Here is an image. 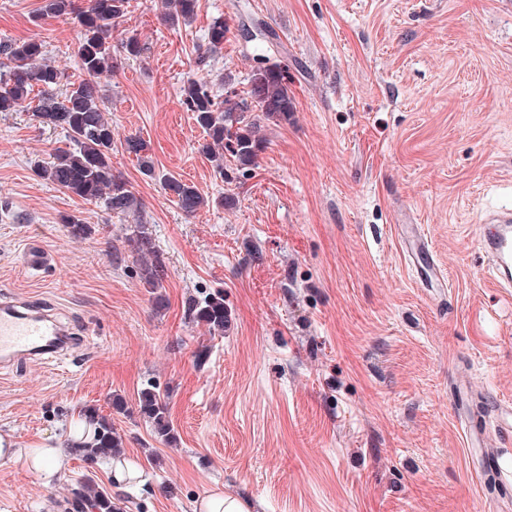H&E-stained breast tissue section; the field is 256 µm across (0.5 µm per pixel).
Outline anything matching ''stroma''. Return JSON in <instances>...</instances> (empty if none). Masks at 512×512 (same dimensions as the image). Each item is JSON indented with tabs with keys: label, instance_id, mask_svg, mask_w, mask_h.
Returning a JSON list of instances; mask_svg holds the SVG:
<instances>
[{
	"label": "stroma",
	"instance_id": "stroma-1",
	"mask_svg": "<svg viewBox=\"0 0 512 512\" xmlns=\"http://www.w3.org/2000/svg\"><path fill=\"white\" fill-rule=\"evenodd\" d=\"M44 5L0 0V42L39 35L64 74L60 99L82 78L78 28ZM163 12L129 0L122 30L147 51L118 56L101 89L112 164L167 266L165 310L123 255L125 219L33 172L65 134L26 109L0 113V302L34 304L73 333L66 351L0 366V435L63 447L94 407L141 479L118 486L106 463L75 456L49 479L0 462V512H64L88 475L122 495L121 512H196L213 491L248 512H512V494H485L482 478L489 457L512 472V437L487 409L512 406V293L478 248L486 215L512 208V0H198L174 24ZM220 15L228 39L199 67ZM272 45L294 110L264 122L253 175L222 179L181 90L203 78L222 94L224 71L247 82ZM128 136L210 206L185 217L124 151ZM227 194L230 209L217 204ZM68 215L91 236L71 237ZM401 224L427 236L446 287L417 285ZM35 244L49 266L27 265ZM215 290L232 315L221 336L189 314ZM150 385L175 443L138 411ZM471 420L481 444L467 440Z\"/></svg>",
	"mask_w": 512,
	"mask_h": 512
}]
</instances>
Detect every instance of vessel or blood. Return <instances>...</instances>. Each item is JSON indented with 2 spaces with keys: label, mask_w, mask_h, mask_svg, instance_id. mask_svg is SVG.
Listing matches in <instances>:
<instances>
[{
  "label": "vessel or blood",
  "mask_w": 512,
  "mask_h": 512,
  "mask_svg": "<svg viewBox=\"0 0 512 512\" xmlns=\"http://www.w3.org/2000/svg\"><path fill=\"white\" fill-rule=\"evenodd\" d=\"M479 238L480 248L490 261L494 284L512 286V209L492 212ZM67 330L56 321L24 303L0 305V358L39 356L62 349Z\"/></svg>",
  "instance_id": "b4317fda"
}]
</instances>
